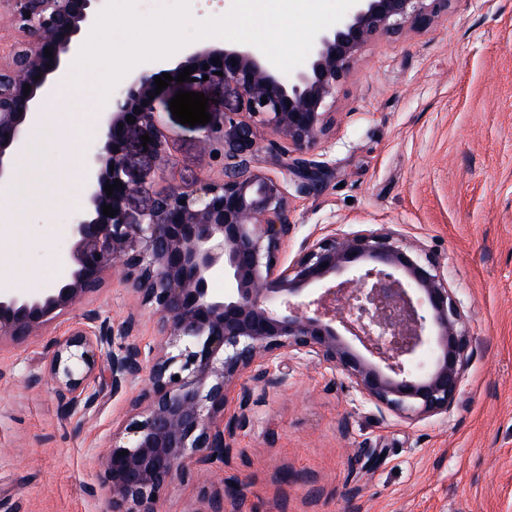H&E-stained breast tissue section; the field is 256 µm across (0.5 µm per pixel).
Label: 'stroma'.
Instances as JSON below:
<instances>
[{"label":"stroma","instance_id":"obj_1","mask_svg":"<svg viewBox=\"0 0 512 512\" xmlns=\"http://www.w3.org/2000/svg\"><path fill=\"white\" fill-rule=\"evenodd\" d=\"M161 93L168 158L126 132L142 209L164 182L222 175L205 127L180 124ZM336 125L307 150L322 167L303 187L277 164L288 143L264 130L257 163L287 187L294 258L326 225L387 224L423 244L448 271L466 316L471 356L452 411L420 421L380 415L344 376L294 360L286 380L256 390L254 420L236 431L223 470L173 484L163 512H206L224 480L246 488L243 512H512V0H449L433 24L380 36L336 89ZM52 159L15 172L17 219L0 226V286L38 294L62 273L57 254L73 214ZM57 184L58 198L47 197ZM110 322L137 319L154 344L155 317L120 275L83 303ZM78 312L26 342H0V512H108L99 481L112 432L130 421L124 396L65 415L43 373L50 341Z\"/></svg>","mask_w":512,"mask_h":512}]
</instances>
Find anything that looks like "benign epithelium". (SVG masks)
I'll return each mask as SVG.
<instances>
[{
  "mask_svg": "<svg viewBox=\"0 0 512 512\" xmlns=\"http://www.w3.org/2000/svg\"><path fill=\"white\" fill-rule=\"evenodd\" d=\"M100 2L0 0L19 35L9 59L0 62L1 184L12 175L42 101L97 21ZM446 4L357 0L342 26L317 35L307 67L287 79L246 45L188 47L173 76L191 66L195 85L224 83L239 95L234 112L215 105L216 127L205 135L210 141L222 134L223 178L203 179L190 189L171 184L141 213L124 206L132 181L121 136L129 115L157 130L156 74L133 76L101 113L105 143L84 161L87 195L61 257L65 274L35 296L0 295V340L39 335L98 292L111 271L122 273L152 308L157 345L146 348L137 340L134 315L114 325L86 309L54 338L47 371L27 377L30 385L53 383L69 415L97 404L101 360L112 396L137 390L131 406L140 419L125 428L126 437L112 438L101 460L112 512H162L175 481L195 470L223 468L234 431L253 421L257 401L245 380L276 386L291 360H312L345 376L382 413L415 421L452 410L470 338L439 258L383 225L329 227L306 239L291 261H280L281 244L296 229L289 221L290 196L255 159L264 127L294 152L315 145L336 123L332 99L363 46L407 27L429 26ZM284 167L308 181L321 170L302 158ZM117 181L123 188L107 196L104 185ZM105 205L117 213L105 216ZM219 277L222 293L213 288ZM275 368L281 375L273 374ZM244 499L227 484L209 512H241Z\"/></svg>",
  "mask_w": 512,
  "mask_h": 512,
  "instance_id": "7a95c632",
  "label": "benign epithelium"
}]
</instances>
